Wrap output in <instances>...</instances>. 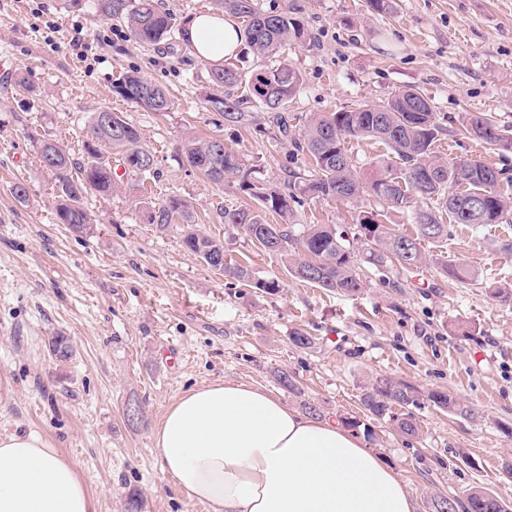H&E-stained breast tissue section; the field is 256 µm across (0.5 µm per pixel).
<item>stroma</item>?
Instances as JSON below:
<instances>
[{
	"mask_svg": "<svg viewBox=\"0 0 512 512\" xmlns=\"http://www.w3.org/2000/svg\"><path fill=\"white\" fill-rule=\"evenodd\" d=\"M98 0H0V433L50 436L80 467L98 512H126L130 492L144 512L194 506L163 473L152 432L168 406L191 388L221 381L271 390L290 407L316 406L319 418L361 415L374 378L445 391L475 408L466 418L425 404L418 437L388 425L374 449L401 476L415 512L436 496L483 487L512 501V302L488 294L512 285V224H452L426 241L423 265L363 269L366 286L350 297L291 276L236 228L221 206L248 204L238 186L220 188L183 164L186 138H216L242 155L253 176L285 187L299 167L270 132L225 125L204 99L211 88L201 60L137 44ZM377 14L366 0H257L264 10L296 8L306 30L285 51L303 79L291 110L302 118L382 102L402 87L428 96L445 128L437 151L479 159L512 178V152L461 134L467 114L484 112L512 132V0H394ZM135 70L166 88L173 105L149 112L112 91ZM110 109L138 127L155 165L125 173L111 196L86 201L87 236L58 223L57 187L38 159L42 138L83 154L94 112ZM26 200L14 194L16 184ZM178 196L190 221L152 224L147 202ZM359 202L303 199L291 223L335 224L354 232ZM224 245L228 264L254 279H277L266 293L225 276L182 244L186 223ZM477 270L463 284L439 272L442 260ZM315 341H289L294 329ZM73 356L55 360L54 332ZM177 352L167 368L163 346ZM296 391L280 386L278 371Z\"/></svg>",
	"mask_w": 512,
	"mask_h": 512,
	"instance_id": "35a3bbf8",
	"label": "stroma"
}]
</instances>
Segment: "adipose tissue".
<instances>
[{
    "instance_id": "1",
    "label": "adipose tissue",
    "mask_w": 512,
    "mask_h": 512,
    "mask_svg": "<svg viewBox=\"0 0 512 512\" xmlns=\"http://www.w3.org/2000/svg\"><path fill=\"white\" fill-rule=\"evenodd\" d=\"M195 51L238 48L230 17L192 19ZM164 473L209 512H414L398 474L338 422L264 389L216 382L185 392L154 432ZM75 461L36 433L0 434V512H96Z\"/></svg>"
}]
</instances>
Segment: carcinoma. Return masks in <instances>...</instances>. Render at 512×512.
<instances>
[{"mask_svg":"<svg viewBox=\"0 0 512 512\" xmlns=\"http://www.w3.org/2000/svg\"><path fill=\"white\" fill-rule=\"evenodd\" d=\"M217 10L232 14L244 24V47L224 57L219 63L206 62L208 81L224 89V95L206 99L208 106L224 122L248 125L256 120L246 111L252 104L265 110L264 120L270 129L289 138L292 156L309 160L306 168L289 172L286 189L258 179L240 176L246 164L242 157L218 139L188 138L182 147L187 165L201 172L218 187L239 183V189L257 201L258 206H221L219 218L248 238H272L270 254L287 263L291 275L316 284L329 292L356 296L365 287L359 274L360 263L376 269L398 265L409 269L422 263L423 240H439L448 235L447 215L453 224H512V207L496 191L501 173L481 160L448 162L435 154L438 137L444 128L434 112L430 98L414 88L396 90L382 103L365 102L349 110L314 116L298 136H290L295 116L290 103L299 94L302 77L281 61L282 50L292 41L305 37V27L295 9L263 11L256 0H214ZM102 12L122 22L135 41L148 45H171L176 41L191 46L187 24L179 25L162 9L159 0H99ZM269 58L271 64L247 74L239 62L247 55ZM112 92L151 112H167L172 100L167 90L136 74L121 73L112 81ZM102 110L91 118L83 156L75 159L60 144L44 138L39 143V160L55 175L58 187L56 216L75 233L88 234L94 218L85 206L90 195L109 196L117 187L108 154L121 155L130 172L148 173L154 165L153 154L141 144L139 130L118 114H112V131L102 129ZM493 128L498 136L490 144L502 151H512V136L500 128L486 113L468 115L463 132L472 134L473 126ZM368 139L384 146L386 155L374 168L364 173L346 149L349 140ZM364 195L378 199L383 207L361 211L357 215V233L364 249L355 251L345 231L334 224H306L299 231L288 225L280 235L266 222L264 213L274 212L282 218L292 215V205L304 196L334 201H352ZM402 212L415 225L412 235L397 231L387 223L389 213ZM188 223L183 244L200 255L224 253L221 241L199 233L191 225L190 205L171 197L151 205L149 221L160 227L171 223V214ZM373 232L369 237L363 229ZM441 274L460 283L477 277L476 271L463 264L445 261ZM434 406L465 417L474 409L463 406L446 392L427 395ZM366 416L385 422L398 433L416 437L418 424L412 408L421 406L419 391L412 385L380 377L370 382L360 397ZM495 493L472 487L458 498L440 497L435 512H496Z\"/></svg>","mask_w":512,"mask_h":512,"instance_id":"1","label":"carcinoma"}]
</instances>
